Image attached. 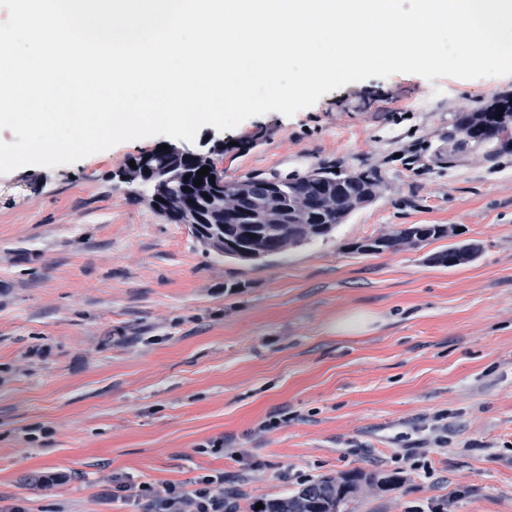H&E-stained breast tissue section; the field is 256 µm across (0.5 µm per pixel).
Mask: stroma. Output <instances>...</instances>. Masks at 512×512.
<instances>
[{"instance_id":"35a3bbf8","label":"stroma","mask_w":512,"mask_h":512,"mask_svg":"<svg viewBox=\"0 0 512 512\" xmlns=\"http://www.w3.org/2000/svg\"><path fill=\"white\" fill-rule=\"evenodd\" d=\"M512 75L348 84L190 147L225 178L371 171L378 198L327 238L256 263L207 251L126 182L162 136L0 174V505L130 512L113 477L234 512L362 475L344 512H512V153L448 155L462 112ZM408 224L447 238L355 243ZM473 243L474 261L432 262ZM378 314L339 336L337 313ZM448 237V227L443 224H410L387 234L380 235L369 243L357 244L356 251L362 254H380L397 251L405 246H416L422 242Z\"/></svg>"}]
</instances>
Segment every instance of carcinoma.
<instances>
[{
  "label": "carcinoma",
  "instance_id": "carcinoma-1",
  "mask_svg": "<svg viewBox=\"0 0 512 512\" xmlns=\"http://www.w3.org/2000/svg\"><path fill=\"white\" fill-rule=\"evenodd\" d=\"M455 129L462 137H448V157L465 151L472 144L489 148V155L512 152V100L496 99L477 112L461 113ZM146 165L163 168L176 175V180L160 192L162 201L156 202L157 212L175 224H198L196 240L218 255H226L225 239L229 232L241 239L249 225L235 210L241 206L254 209L252 178L224 181V172L201 159H187L174 151L162 150L146 154ZM209 167L201 184L193 185L196 172ZM283 194L267 200L260 208L254 223L262 224L264 235L250 243L257 252L252 260H261L287 249L284 241L299 247L329 236L354 211L371 204L377 195L378 179L368 172L318 168L302 176L280 178ZM331 198L332 208L320 212L308 201L320 194ZM448 236L443 224H410L396 231L380 235L368 243L356 246L362 254H380L397 251L405 246L439 240ZM473 249L461 251L450 247L433 257L435 263L451 268L461 265ZM360 474L348 472L339 478L323 477L302 484L293 493L262 500L263 508L251 504V512H342L350 495L356 490Z\"/></svg>",
  "mask_w": 512,
  "mask_h": 512
}]
</instances>
